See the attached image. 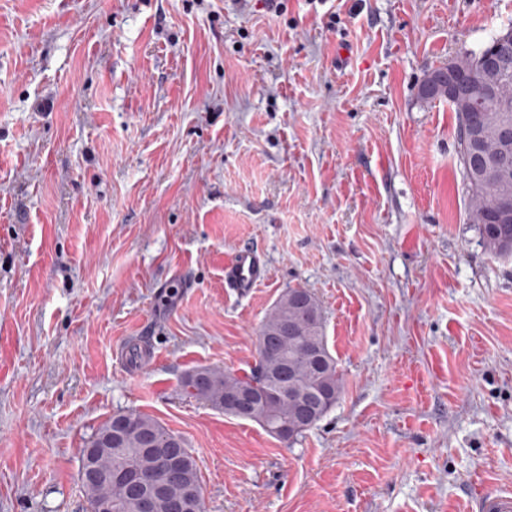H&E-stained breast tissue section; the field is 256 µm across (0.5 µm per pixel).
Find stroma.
<instances>
[{"mask_svg":"<svg viewBox=\"0 0 512 512\" xmlns=\"http://www.w3.org/2000/svg\"><path fill=\"white\" fill-rule=\"evenodd\" d=\"M0 0V512H88L83 450L139 411L204 512H471L512 489V255L468 223L434 68L512 0ZM268 274L224 286L239 248ZM343 391L302 437L189 395L288 289ZM155 356L132 370L121 351Z\"/></svg>","mask_w":512,"mask_h":512,"instance_id":"1","label":"stroma"}]
</instances>
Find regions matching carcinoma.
<instances>
[{"label": "carcinoma", "mask_w": 512, "mask_h": 512, "mask_svg": "<svg viewBox=\"0 0 512 512\" xmlns=\"http://www.w3.org/2000/svg\"><path fill=\"white\" fill-rule=\"evenodd\" d=\"M512 107V79L497 86L496 95L485 99L470 112L456 111L458 120V161L469 192L468 220L478 225L481 243L493 255L512 254V221L487 226L483 220L499 207L503 195L512 199V176L504 183L486 178L465 165L470 150L469 127H480L482 150L496 154L500 150L499 126L512 120L511 112H500L502 106ZM297 327L294 337L288 336V325ZM293 381H288V375ZM305 394L303 400L286 395L262 399L260 395L286 383ZM184 390L212 407L244 420L259 424L269 434L280 437L279 430L288 428L297 438L318 423L332 408L314 391L341 395L342 378L325 336L323 309L317 298L303 288H290L274 305L263 322L258 336V357L250 371L242 376L218 367H198L182 381ZM249 389L259 398L248 410L229 407L228 397ZM153 437L157 448H172L181 455V479L167 482L166 495L159 499L156 512H174L172 505L185 496L193 497L194 512H203L200 473L197 462L183 439L167 430L151 415L135 411H118L97 431L88 443L96 448L112 440V452L97 459L98 468L112 471V479L85 483L83 489L89 512H98L100 505L112 504V512H137L135 492L120 473L133 466L148 481L158 475V467L144 455L145 439Z\"/></svg>", "instance_id": "1"}]
</instances>
